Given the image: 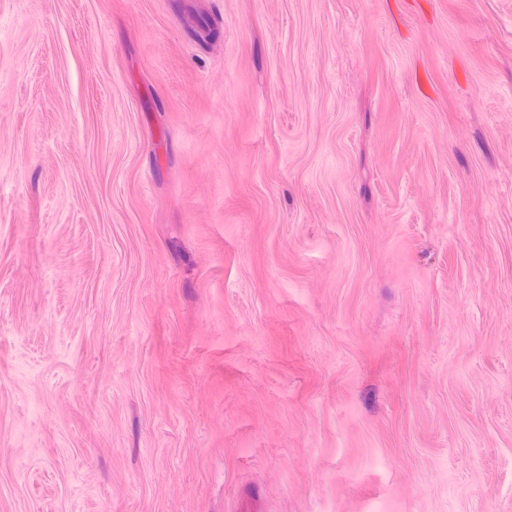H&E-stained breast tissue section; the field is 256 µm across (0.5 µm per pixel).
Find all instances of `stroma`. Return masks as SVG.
<instances>
[{"instance_id":"1","label":"stroma","mask_w":512,"mask_h":512,"mask_svg":"<svg viewBox=\"0 0 512 512\" xmlns=\"http://www.w3.org/2000/svg\"><path fill=\"white\" fill-rule=\"evenodd\" d=\"M0 512H512V0H0Z\"/></svg>"}]
</instances>
